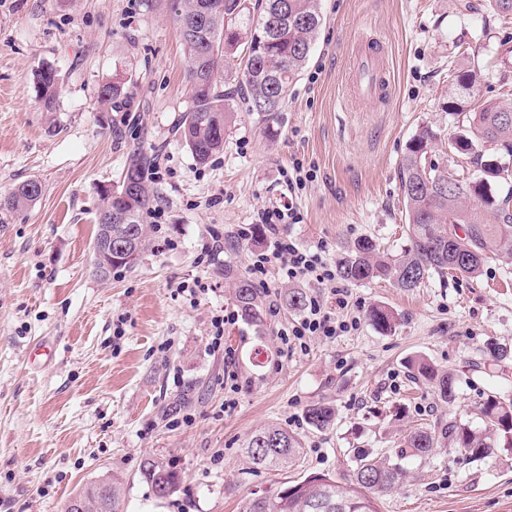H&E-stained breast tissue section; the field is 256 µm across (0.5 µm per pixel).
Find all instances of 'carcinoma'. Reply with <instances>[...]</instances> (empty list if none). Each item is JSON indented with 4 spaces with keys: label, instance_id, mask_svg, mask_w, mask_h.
<instances>
[{
    "label": "carcinoma",
    "instance_id": "cac0c4a2",
    "mask_svg": "<svg viewBox=\"0 0 512 512\" xmlns=\"http://www.w3.org/2000/svg\"><path fill=\"white\" fill-rule=\"evenodd\" d=\"M179 25L188 55L190 105L182 113L175 131L179 141L200 164L224 151V136L232 123L236 106L270 129L288 100V92L308 61L322 24L319 0H168ZM234 71L224 81L221 74ZM58 74L51 67L35 74L40 102L51 111L55 107ZM480 84L475 70L455 76L448 88V113L463 116L460 131L448 140L453 165L433 160L437 132L429 125L420 127L409 140L400 163V189L405 205L409 244L393 256L368 239L360 240L340 255L338 275L351 283L388 280L404 291L421 287L431 272L451 273L466 278L480 275L485 263L500 252L512 251V188L500 196L496 187L505 183L502 162L486 157V152H503L512 157V97L504 93L500 101L476 98ZM123 87L102 85L97 96L110 105L121 97ZM153 159L141 151L130 156L122 180H131L137 191L127 198L102 197L104 226L112 234L124 225L110 223L109 208L120 207L136 224L139 240L135 257L116 262L109 257L94 259L97 273L134 264L144 252L145 224L142 215L150 205V187L145 170ZM42 185L30 179L0 197V209L19 210L36 203ZM224 277L233 281L234 301L250 324L263 323L260 291L254 282L231 266H224ZM368 319L379 329L392 330L398 323L395 313L377 306ZM416 379L430 384L441 399H455L453 375L431 365L425 358L410 360ZM486 431L504 448L512 447V400L490 395L479 404ZM309 424L329 428L336 411L327 403H316L306 411ZM443 439L459 448L470 459L485 457L491 450L486 436L467 425L450 421L427 429H415L403 436L401 454L425 458ZM245 453L263 469L293 466L300 460V442L278 425H270L248 440ZM353 479L341 482L325 474L312 473L300 481L282 484L271 496L252 499L246 512H315L313 504H332L327 512H379L377 501L399 484L406 471L398 462L369 456L355 458ZM154 495L165 498L178 484V474L162 460L147 458L141 471ZM78 495L100 512H120L123 484L104 477L82 488Z\"/></svg>",
    "mask_w": 512,
    "mask_h": 512
}]
</instances>
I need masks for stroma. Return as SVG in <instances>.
<instances>
[{
  "label": "stroma",
  "instance_id": "obj_1",
  "mask_svg": "<svg viewBox=\"0 0 512 512\" xmlns=\"http://www.w3.org/2000/svg\"><path fill=\"white\" fill-rule=\"evenodd\" d=\"M464 3L319 0L323 23L273 134L238 112L223 152L201 165L174 134L190 105L188 58L164 0H0V196L31 178L44 187L32 206L0 211V512H64L106 473L123 482L122 512H245L286 481L351 478L355 453L395 458L410 430L457 420L484 432L478 404L512 398V358L486 351L512 350V255L478 277L434 274L409 292L350 283L344 308L331 284L299 282L358 325L286 357L276 332L298 313L283 301L288 282L268 275L277 314L224 328L242 385L231 412L224 353L210 348L213 315L234 305L224 268L248 272L269 249L268 207L292 203L302 221L289 233L330 266L361 238L404 251L407 141L424 125L445 140L458 133L448 87L459 72L480 69L484 100L512 84V20ZM369 35L383 44L389 85L358 103L351 61ZM46 66L59 76L50 112L34 83ZM117 80L123 100L102 105L98 88ZM137 149L158 167L147 182L161 226L144 216L140 260L103 279L92 261L102 192ZM296 166L311 178L292 191L282 174ZM214 238L224 251L210 260L203 246ZM376 306L398 314L394 331L371 324ZM40 341L52 359H34ZM416 356L453 374L454 401L412 379ZM186 390L189 407L176 409ZM322 401L336 420L319 430L305 411ZM270 423L299 438L297 466L259 469L245 454ZM150 457L179 475L168 498L141 476ZM402 465L380 512H512V448L473 460L444 440Z\"/></svg>",
  "mask_w": 512,
  "mask_h": 512
}]
</instances>
